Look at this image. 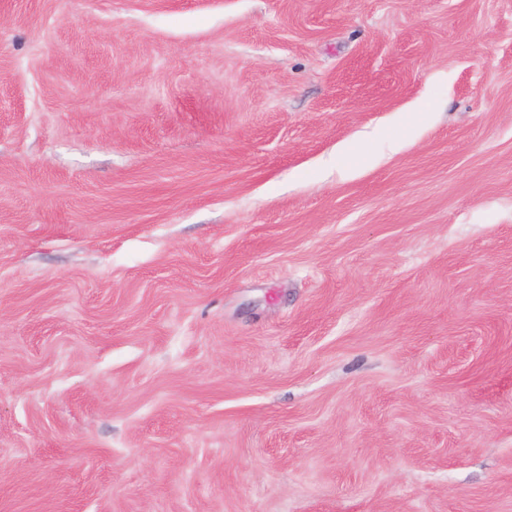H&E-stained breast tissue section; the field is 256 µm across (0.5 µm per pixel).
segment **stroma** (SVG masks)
<instances>
[{
  "instance_id": "35a3bbf8",
  "label": "stroma",
  "mask_w": 512,
  "mask_h": 512,
  "mask_svg": "<svg viewBox=\"0 0 512 512\" xmlns=\"http://www.w3.org/2000/svg\"><path fill=\"white\" fill-rule=\"evenodd\" d=\"M0 512H512V0H0Z\"/></svg>"
}]
</instances>
